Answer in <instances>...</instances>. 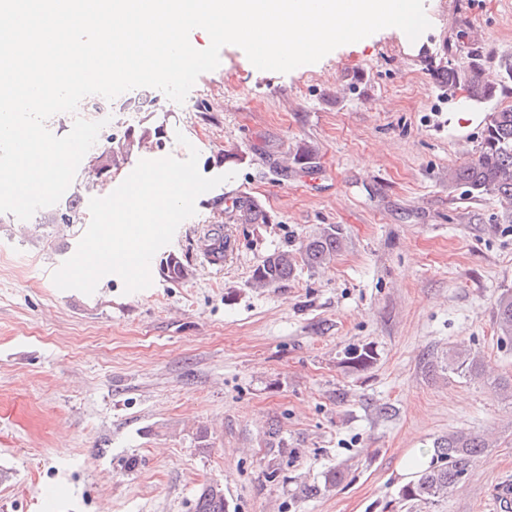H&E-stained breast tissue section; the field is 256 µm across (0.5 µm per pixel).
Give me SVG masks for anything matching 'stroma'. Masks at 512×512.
<instances>
[{
    "instance_id": "obj_1",
    "label": "stroma",
    "mask_w": 512,
    "mask_h": 512,
    "mask_svg": "<svg viewBox=\"0 0 512 512\" xmlns=\"http://www.w3.org/2000/svg\"><path fill=\"white\" fill-rule=\"evenodd\" d=\"M425 11L413 42L385 28L288 73L228 45L184 103L148 89L153 106L112 135L158 129L162 156L196 148L202 175L230 179L157 251L145 290L115 275L90 295L57 289L86 224L0 213V512H193L215 479L237 512H407L402 464L460 430L494 444L438 512H512L495 499L512 483V400L445 367L462 344L512 377L495 310L512 224L495 200L448 190L512 94L477 105L433 69L475 47L512 55V0ZM304 149L312 168L284 176ZM242 198L257 220L240 219ZM217 225L231 242L219 265L199 247ZM330 225V264L253 287L269 254ZM171 254L186 280L162 275ZM365 344L374 363L346 368ZM335 468L334 490L302 494Z\"/></svg>"
}]
</instances>
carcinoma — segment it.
<instances>
[{
	"mask_svg": "<svg viewBox=\"0 0 512 512\" xmlns=\"http://www.w3.org/2000/svg\"><path fill=\"white\" fill-rule=\"evenodd\" d=\"M487 60L479 49L470 52L468 61L462 65L448 62L440 68L442 83L453 90L459 85L467 88L469 99L483 103L499 93L512 90V55L499 57L492 66V74L486 73ZM134 146L133 136L127 134L119 139L108 137L107 145L95 157L96 171L112 169L116 159L128 157ZM448 188L467 199L496 198L506 204L498 218L500 224H512V108L492 113L491 119L481 134L477 157L452 169L448 173ZM83 194L71 193L63 203L41 215L42 224H79L82 220ZM341 232L335 226L323 228L309 238L300 252L301 261L310 268L327 263L339 250ZM204 252L214 262L224 261L228 241L219 229H210L201 239ZM296 262L286 252H276L258 265L252 275L259 287L279 285L288 281L294 273ZM162 274L172 281L188 278L189 269L181 260L170 255L165 260ZM498 335L512 341V291L502 292L495 303ZM375 360L372 347H355L347 351L345 367L363 371ZM448 372L476 379L484 376L483 363L466 349L448 352ZM489 447L488 442L477 435L463 431L437 439L429 464L418 472L416 478L402 485L398 495L409 509L421 505L434 508L448 498L467 476L473 463ZM194 512H236L235 506L224 495L214 491L213 485H203L195 499Z\"/></svg>",
	"mask_w": 512,
	"mask_h": 512,
	"instance_id": "obj_1",
	"label": "carcinoma"
}]
</instances>
